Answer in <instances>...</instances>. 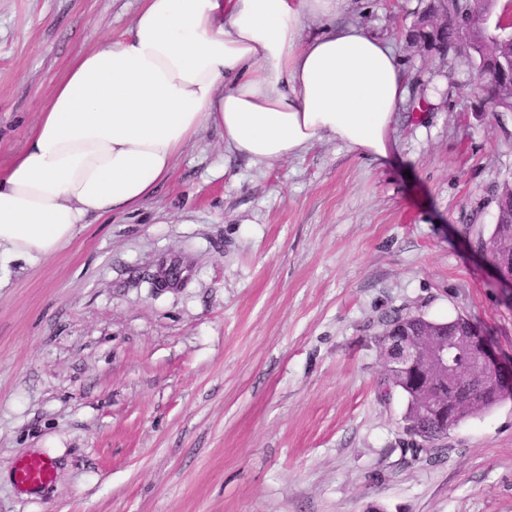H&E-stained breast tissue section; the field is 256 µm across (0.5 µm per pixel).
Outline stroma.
I'll return each instance as SVG.
<instances>
[{
  "label": "stroma",
  "mask_w": 512,
  "mask_h": 512,
  "mask_svg": "<svg viewBox=\"0 0 512 512\" xmlns=\"http://www.w3.org/2000/svg\"><path fill=\"white\" fill-rule=\"evenodd\" d=\"M427 0H347L409 97L374 162L333 140L255 164L203 130L134 210L0 269V512H512V401L414 451L371 323L468 316L512 358L472 247L512 179V112L410 37ZM141 0H0V168L73 59ZM47 456L53 483L19 487ZM56 477L53 462L44 456L29 457L15 470V478L19 485L37 488L50 484Z\"/></svg>",
  "instance_id": "35a3bbf8"
}]
</instances>
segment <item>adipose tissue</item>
Listing matches in <instances>:
<instances>
[{
	"label": "adipose tissue",
	"instance_id": "1",
	"mask_svg": "<svg viewBox=\"0 0 512 512\" xmlns=\"http://www.w3.org/2000/svg\"><path fill=\"white\" fill-rule=\"evenodd\" d=\"M344 0H142L126 35L72 62L0 170V266L53 257L137 208L207 127L255 163L329 138L388 158L407 89L392 49L336 25ZM330 21L304 38L307 17Z\"/></svg>",
	"mask_w": 512,
	"mask_h": 512
}]
</instances>
